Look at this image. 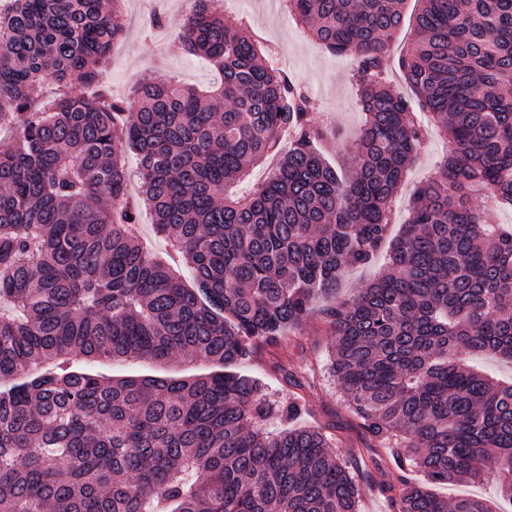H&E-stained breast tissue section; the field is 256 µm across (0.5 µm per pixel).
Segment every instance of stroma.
Here are the masks:
<instances>
[{
    "instance_id": "obj_1",
    "label": "stroma",
    "mask_w": 512,
    "mask_h": 512,
    "mask_svg": "<svg viewBox=\"0 0 512 512\" xmlns=\"http://www.w3.org/2000/svg\"><path fill=\"white\" fill-rule=\"evenodd\" d=\"M152 6L161 20L157 27L143 20L141 0H125L123 4L126 35L113 46L111 64L103 73V80L113 95L129 96L142 79L151 77L171 78L196 87L216 82L217 74L212 66L202 58L187 54L179 40L189 12L186 0H153ZM224 19L229 23H244L257 39L274 49V65L304 83L320 105L315 121L330 130L320 144L323 155L343 168H350L351 148L361 134L364 121L358 93L351 81L353 56L331 54L307 37L283 9L267 8L266 0H227ZM447 150V141L437 135L435 128H428L424 145L397 199L392 233H399L407 219L414 188L435 172ZM285 341L288 349L284 352L273 347L254 348L241 363V371L260 379L271 400L304 397L309 408L307 423L323 427L334 438L336 453L348 462L355 476L361 491L360 512H392L382 488L398 483L401 471L390 461L378 470L363 462L362 452L370 445V436L359 422L346 419L343 394L327 365L332 338L321 310H314L299 326L288 328ZM72 363L113 378L182 377L213 369L208 362L189 368L174 361L159 364L144 359L87 364L76 357Z\"/></svg>"
}]
</instances>
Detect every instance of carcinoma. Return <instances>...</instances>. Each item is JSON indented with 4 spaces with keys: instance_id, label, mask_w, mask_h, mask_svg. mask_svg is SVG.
<instances>
[{
    "instance_id": "cac0c4a2",
    "label": "carcinoma",
    "mask_w": 512,
    "mask_h": 512,
    "mask_svg": "<svg viewBox=\"0 0 512 512\" xmlns=\"http://www.w3.org/2000/svg\"><path fill=\"white\" fill-rule=\"evenodd\" d=\"M123 2L0 6V115L15 132L0 141V512H359L351 467L301 422V399L277 404L231 366L281 347L388 238L425 139L388 77L405 0H281L356 56L365 124L347 174L317 149L312 98L216 0H194L179 39L219 70L217 89L149 79L130 101L85 95L125 34ZM416 2L396 62L449 152L414 189L387 272L328 312L330 370L371 465L410 472L381 486L396 512H494L427 484L490 480L512 501V383L468 364L512 361V227L472 205H512V0ZM127 145L191 287L135 231ZM272 154L264 185L228 192ZM74 356L222 369L112 380Z\"/></svg>"
}]
</instances>
